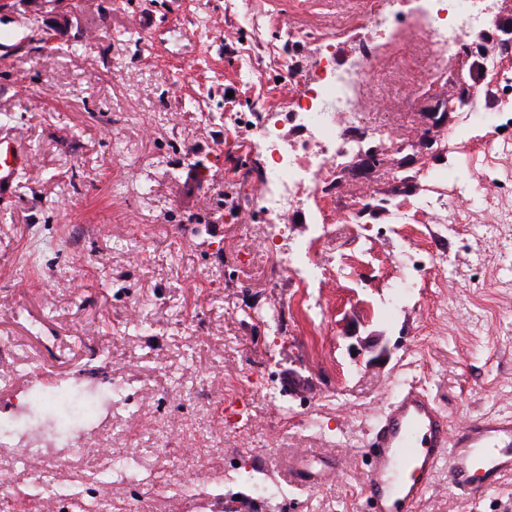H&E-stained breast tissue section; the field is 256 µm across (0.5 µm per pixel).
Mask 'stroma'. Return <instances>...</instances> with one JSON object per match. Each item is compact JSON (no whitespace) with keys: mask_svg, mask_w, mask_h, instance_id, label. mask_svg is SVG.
<instances>
[{"mask_svg":"<svg viewBox=\"0 0 512 512\" xmlns=\"http://www.w3.org/2000/svg\"><path fill=\"white\" fill-rule=\"evenodd\" d=\"M296 0H0V136L33 160L0 199V373L24 363L46 385L110 387L124 376L136 419L102 431L104 455L75 459L78 484L136 457L156 489L112 486L147 512H367L365 443L405 385L423 387L449 425L512 412V223L473 205L470 167L443 148L460 117L437 111L453 81L422 92L370 76L377 119L399 149L353 194L373 208L410 187L405 153L447 166L464 235L441 221L335 220L324 257L336 275L309 320L301 288L259 243L256 153L238 139L265 104L287 112L278 27ZM264 61L253 76L242 57ZM241 171L233 184L226 167ZM415 245L403 258L401 245ZM418 287L398 293L402 266ZM282 494L258 501L248 472ZM421 512H512V479L477 501L440 464Z\"/></svg>","mask_w":512,"mask_h":512,"instance_id":"35a3bbf8","label":"stroma"}]
</instances>
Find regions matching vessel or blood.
<instances>
[{
  "instance_id": "obj_1",
  "label": "vessel or blood",
  "mask_w": 512,
  "mask_h": 512,
  "mask_svg": "<svg viewBox=\"0 0 512 512\" xmlns=\"http://www.w3.org/2000/svg\"><path fill=\"white\" fill-rule=\"evenodd\" d=\"M29 164L11 139L0 137L1 194ZM367 446L370 512H415L443 458L449 485L478 500L512 475V416L475 417L452 430L436 402L411 386L388 402Z\"/></svg>"
}]
</instances>
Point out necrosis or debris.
<instances>
[{"label":"necrosis or debris","mask_w":512,"mask_h":512,"mask_svg":"<svg viewBox=\"0 0 512 512\" xmlns=\"http://www.w3.org/2000/svg\"><path fill=\"white\" fill-rule=\"evenodd\" d=\"M367 28L371 38L357 40L345 52L340 38L318 29L289 26L282 36L289 47L311 45L312 55L281 58L290 84L288 121L298 140L285 143L276 113L254 124V147L263 159L261 191L256 203L267 217L262 237L275 246L294 217L313 225L314 237L328 240V208L336 206L353 223L367 221L368 210L346 195L345 185L375 176L371 148H394L395 141L365 105L366 80L380 61L398 71L419 72L428 82L460 81L457 104L470 126L512 123V68L502 66L512 53V20H502L496 0H364L348 21L350 32ZM483 62L484 78H460L452 67L463 53ZM283 272L303 287L322 278L311 243L297 244Z\"/></svg>","instance_id":"necrosis-or-debris-1"}]
</instances>
